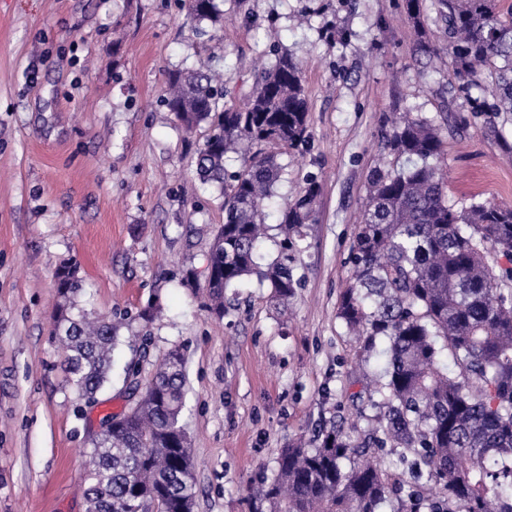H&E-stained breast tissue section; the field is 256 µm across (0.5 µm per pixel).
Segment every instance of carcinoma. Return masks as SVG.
Returning <instances> with one entry per match:
<instances>
[{
  "label": "carcinoma",
  "mask_w": 512,
  "mask_h": 512,
  "mask_svg": "<svg viewBox=\"0 0 512 512\" xmlns=\"http://www.w3.org/2000/svg\"><path fill=\"white\" fill-rule=\"evenodd\" d=\"M190 20L224 22L217 0H180ZM448 36L453 75L471 117L501 135L512 114V13L496 0H434ZM424 30L423 0H405ZM202 69L177 71L163 98L189 130L210 134L197 156L202 184L224 196V224L213 234L207 295L224 312V294L254 277L285 303L295 293L286 235L310 220L317 185L285 202V239L260 262L271 239L264 209L276 196L281 166L268 145L296 150L308 139L310 110L302 68L288 55L260 70L240 106ZM393 164L373 171L350 248V284L337 316L358 344L367 405L357 439L331 422L313 444L281 450L274 474L247 498L249 512H381L400 493L384 461L418 476L395 512H512V207L472 201L458 209L444 192L438 161L444 139L436 120L408 112L383 136ZM239 169L226 168L229 154ZM53 338L69 384L92 399L108 380L121 323L91 320L77 304L76 270L57 272ZM386 365L366 367L379 346ZM185 361L171 349L130 409L110 414L112 430L95 437L83 496L86 512H194L193 469L181 452Z\"/></svg>",
  "instance_id": "carcinoma-1"
}]
</instances>
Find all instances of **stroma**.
<instances>
[{
    "label": "stroma",
    "instance_id": "35a3bbf8",
    "mask_svg": "<svg viewBox=\"0 0 512 512\" xmlns=\"http://www.w3.org/2000/svg\"><path fill=\"white\" fill-rule=\"evenodd\" d=\"M199 33L179 0H0V512H86L85 459L100 420L131 405L174 347L185 355L183 424L195 512H248L246 488L282 448L349 425L358 345L336 316L366 189L393 114H447L448 199L512 205V116L501 136L460 127L448 70L424 78L404 0H224ZM302 65L304 148L271 146L278 204L307 180L315 213L288 253V314L247 280L223 314L204 288L224 199L196 176L209 129L163 104L171 73L208 65L243 101L271 47ZM77 268L79 305L129 326L109 384L88 402L52 338L56 271ZM160 317L143 324L148 304Z\"/></svg>",
    "mask_w": 512,
    "mask_h": 512
}]
</instances>
